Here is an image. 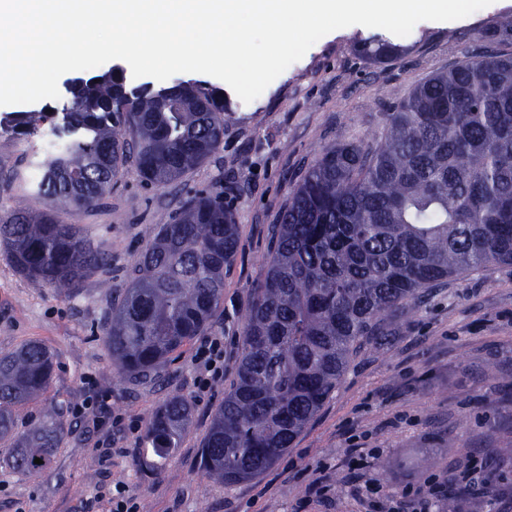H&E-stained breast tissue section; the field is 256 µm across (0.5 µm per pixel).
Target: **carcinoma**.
<instances>
[{
  "instance_id": "carcinoma-1",
  "label": "carcinoma",
  "mask_w": 512,
  "mask_h": 512,
  "mask_svg": "<svg viewBox=\"0 0 512 512\" xmlns=\"http://www.w3.org/2000/svg\"><path fill=\"white\" fill-rule=\"evenodd\" d=\"M493 33L490 44L511 38L512 15ZM395 52L386 39L367 46L375 63ZM46 121L60 149L35 157L33 189L48 208L1 210L0 248L18 274L74 299L94 275L112 272V253L55 209L99 206L128 166L154 187L180 181L224 142V92L184 83L128 90L108 71L74 81L66 111L18 114L8 128L24 137ZM238 244L222 190L195 191L153 229L100 326L123 379L160 378L171 356L213 325ZM500 264L512 265V53L487 51L417 85L385 113L373 144L324 150L295 186L244 313L236 377L203 441L202 471L227 484L261 476L364 345L389 343L433 288ZM54 367L38 341L0 353V441L9 442L0 468L48 470L72 430L54 405L18 430L19 409L45 395ZM191 421L179 394L155 410L145 438L153 468ZM506 463L512 448L486 460L482 496L497 493Z\"/></svg>"
}]
</instances>
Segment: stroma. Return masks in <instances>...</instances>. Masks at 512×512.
<instances>
[{"mask_svg": "<svg viewBox=\"0 0 512 512\" xmlns=\"http://www.w3.org/2000/svg\"><path fill=\"white\" fill-rule=\"evenodd\" d=\"M512 13V0L455 21H422L393 36L403 51L375 64L362 49L380 31L352 25L319 39L251 102L230 95L224 142L176 185L145 184L135 170L112 183L105 207L60 213L83 225L112 251V276L91 281L73 300L19 275L0 251V353L39 341L57 355L47 400L64 411L105 391L122 420L112 438L119 455L104 466L89 452L93 437L81 420L57 448L50 470L23 475L0 470V512H104L115 484L136 499L139 512H386V495L404 497L464 480L491 448L512 443V265H493L432 290L391 345L366 346L316 418L260 477L223 484L200 469V451L214 412L235 377L243 341V312L263 279L271 235L292 189L323 149L339 142L370 144L382 132L388 99L406 97L419 83L453 63L480 54L479 30ZM49 125L21 139L0 131V209L44 200L17 180L27 172ZM220 187L235 212L239 249L224 273V302L214 333L224 337V375L205 393L193 385L191 340L165 366V384H128L112 366L98 321L112 289L146 245V231L168 223L186 196ZM193 408L192 422L165 467L141 458L151 414L171 393ZM465 428H458V421ZM460 434L457 447L448 438ZM379 448L373 476L382 497L353 498L362 483L363 450ZM323 496H315L314 481Z\"/></svg>", "mask_w": 512, "mask_h": 512, "instance_id": "1", "label": "stroma"}]
</instances>
